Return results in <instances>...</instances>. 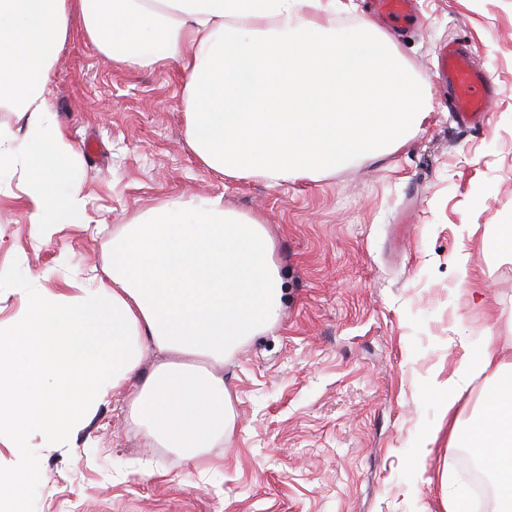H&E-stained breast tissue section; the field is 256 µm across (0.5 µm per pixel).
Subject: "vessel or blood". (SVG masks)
<instances>
[{
  "instance_id": "vessel-or-blood-1",
  "label": "vessel or blood",
  "mask_w": 512,
  "mask_h": 512,
  "mask_svg": "<svg viewBox=\"0 0 512 512\" xmlns=\"http://www.w3.org/2000/svg\"><path fill=\"white\" fill-rule=\"evenodd\" d=\"M374 3L391 24L406 26L415 21V0H374ZM470 54L469 45L461 41L443 46L438 57L439 80L450 89L449 106L458 125L464 127L483 124L499 96L492 76L471 66Z\"/></svg>"
}]
</instances>
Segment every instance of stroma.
<instances>
[{
	"mask_svg": "<svg viewBox=\"0 0 512 512\" xmlns=\"http://www.w3.org/2000/svg\"><path fill=\"white\" fill-rule=\"evenodd\" d=\"M398 34L403 62L432 110L403 147L321 179L228 180L187 145L184 75L176 63L109 62L78 22L53 65L48 99L85 160L86 221L34 237L25 203L0 194V286L54 265L51 281L92 276L111 261L112 227L189 195L258 217L286 285L275 328L224 361L231 428L192 460L149 445L119 392L68 450L42 460L36 512H445L449 461L469 455L440 433L415 462L464 342L494 332L512 364V253L491 255V225H512V0H416ZM466 40L500 89L483 125L464 128L433 77L442 44ZM471 255L467 285L454 256ZM151 462L155 476L137 474Z\"/></svg>",
	"mask_w": 512,
	"mask_h": 512,
	"instance_id": "obj_1",
	"label": "stroma"
}]
</instances>
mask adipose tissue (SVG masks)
Segmentation results:
<instances>
[{"label": "adipose tissue", "instance_id": "ef3b65f1", "mask_svg": "<svg viewBox=\"0 0 512 512\" xmlns=\"http://www.w3.org/2000/svg\"><path fill=\"white\" fill-rule=\"evenodd\" d=\"M351 0H0V188L24 195L36 238L83 223L82 157L59 128L47 75L71 20L112 63H178L187 142L210 170L275 184L317 180L403 146L431 110L394 38L339 26ZM55 265L14 284L0 320V512L36 501L43 453L61 451L113 393L129 389L136 430L187 457L223 443L226 355L282 313L273 240L220 199L167 201L112 230L95 286L49 288ZM167 354L147 377V352ZM495 379L471 427L455 410L472 381ZM448 442L469 439L498 512H512V370L494 337L466 346L444 389Z\"/></svg>", "mask_w": 512, "mask_h": 512}]
</instances>
